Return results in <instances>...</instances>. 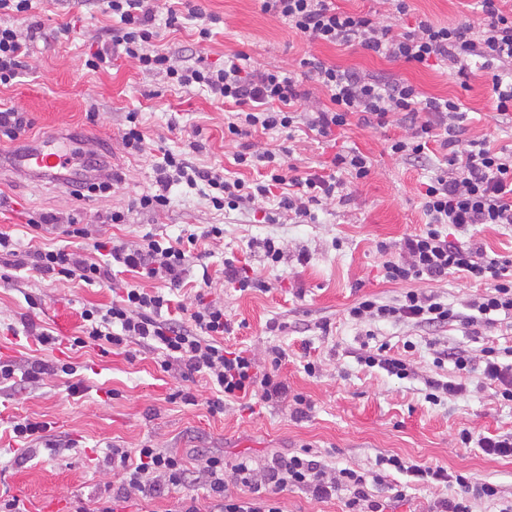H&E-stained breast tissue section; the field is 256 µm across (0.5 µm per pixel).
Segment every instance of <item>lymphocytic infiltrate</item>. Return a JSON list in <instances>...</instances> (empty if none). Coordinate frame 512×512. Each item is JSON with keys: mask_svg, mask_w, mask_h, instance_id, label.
<instances>
[{"mask_svg": "<svg viewBox=\"0 0 512 512\" xmlns=\"http://www.w3.org/2000/svg\"><path fill=\"white\" fill-rule=\"evenodd\" d=\"M39 3L0 0V85H10L20 77L24 60L38 40L70 37V27L47 32L31 22V12ZM477 5L483 16L480 28L468 22L438 24L421 19L409 30L397 33L372 15L340 10L332 0H261L263 12L284 19L290 28L315 43L357 44L405 63L436 61L461 76L470 62H479L499 118L512 123V11H504L500 0H477ZM108 7L118 24L109 39L91 52L87 67L97 71L122 58L143 71L166 73L179 88L205 90L214 100L234 104L227 121V131L233 136H248L258 129L292 131L302 123L320 137L329 138L355 119L377 128L398 120L407 124L408 132L389 140L391 154L423 167L429 164L432 149L444 151L445 170L423 184L425 224L395 242L393 257L384 265L387 280L410 283V290L392 303L362 299L348 309L350 320L408 322L438 329L453 322L491 326L499 315L512 318V278L507 275L512 260L487 257L481 248L462 238L463 232L476 224L512 227V152L493 149L485 137L463 138L467 115L459 101L425 97L408 82L367 77L311 56L301 59L300 65L315 76L330 104L301 113L297 105L309 98V91L288 73L249 68L245 53L225 56L219 67L201 56L187 65L173 64L169 50L157 43L159 27L174 29L183 21L194 22L197 39L203 43L210 39L211 26L216 22L215 16L203 12L193 0H176L162 15L150 0H108ZM200 149L199 141L193 140L187 150L164 151L162 163L154 168L153 190L137 198L135 208L163 210L170 203L173 186L183 183L193 188L201 183L215 209L270 201L274 208L267 213V220L285 213L301 223L310 217L312 206L343 198L348 180H362L371 173L366 156L353 149L335 153L330 173L305 175L291 163L290 149H265L235 157L238 165L260 170V178L250 182L198 166L189 154ZM28 224L36 231L46 225L62 226L69 238L92 240L100 255L95 261L77 249H36L30 251L29 258L32 270L39 275L101 284L111 280L112 267L119 264L140 278L139 284L115 287L108 308L83 311L84 335L74 338V346H82L88 338L105 342L119 354L132 343L158 351L163 357V371L175 367L181 378L199 376L214 388L215 394L207 402L213 415L223 413L229 401L254 396L268 402L288 394L287 384L276 371L281 357H274L272 369L262 370L249 350L225 346L224 335L230 325L224 318L223 303L201 292L196 310L189 313L183 305L175 304L169 293L182 280L189 247L202 238L221 237L220 227L173 243L148 232L137 243L116 245L111 238L93 236L87 225L70 217L41 213L30 217ZM451 275L483 287L465 310L416 288L419 282H439ZM435 362L452 363L457 375L446 381H428V402L437 404L442 397L465 393L463 377L477 365L482 368L484 387L497 399L512 402V346H486L475 352L451 347L440 351ZM108 457L122 476V490L101 501L95 512H122L132 498L148 500L170 487L185 491L178 512H200L197 497L188 492L194 485L206 488L213 501L211 512H283L279 495L292 488L304 490L317 500L345 493L346 512H385L384 501L368 491L367 474L349 467H329L306 447L274 457L261 467L245 458L229 471L220 454L209 455L192 467L177 452L150 445H113ZM377 464L405 476L411 484L458 486L460 497L440 499L438 512H471V500L496 501L501 497L497 484L448 471L441 465H419L396 455L379 457Z\"/></svg>", "mask_w": 512, "mask_h": 512, "instance_id": "lymphocytic-infiltrate-1", "label": "lymphocytic infiltrate"}]
</instances>
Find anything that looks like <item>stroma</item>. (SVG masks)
<instances>
[{
  "label": "stroma",
  "instance_id": "35a3bbf8",
  "mask_svg": "<svg viewBox=\"0 0 512 512\" xmlns=\"http://www.w3.org/2000/svg\"><path fill=\"white\" fill-rule=\"evenodd\" d=\"M221 23L211 41L201 47L210 63L225 55L245 52L254 66L279 69L298 76L303 89L314 90L299 61L312 55L326 64L363 75L393 76L413 84L428 97L459 100L470 115L465 138L490 136L494 149L512 152V127L498 124L485 71L471 63L466 77L451 74L441 65L392 61L361 46L313 43L289 28L286 21L261 9L259 0H195ZM341 10L373 15L392 22L394 31L426 18L442 24L479 22L476 0H410L408 15L389 20L382 0H333ZM45 29L71 26L69 41L38 42L20 82L0 86V102L27 112L32 127L20 141L0 140V231L9 233L17 253L0 256V362L27 368L34 361H67L78 368L83 381L71 393L65 374L44 376L39 384L19 377L0 386V497L18 499L22 512H50L60 501L69 512L75 501L94 507L104 491L119 488L120 476L106 460V448L115 444L138 448L145 444L169 448L195 459L223 455L226 465L251 458L260 465L275 455L309 447L328 465L363 472L376 469L382 455H399L420 464L440 463L449 471L496 483L502 498L512 500V458L461 447L458 434L469 429L481 434H512V402L496 400L482 388L479 372H472L464 394L431 404L424 398L426 382L452 375V364L436 366L439 350L457 346L477 350L484 343L512 346V319L493 327L432 332L410 323H355L345 310L366 296L393 301L406 291L403 283L383 276L387 255L381 243L400 240L425 222L421 210L422 182L433 167H414L389 153L391 138L405 135L395 122L387 128L351 124L329 141L304 132L295 136L257 132L245 138L224 133L229 108L205 91H186L172 85L165 73L141 71L134 63L118 60L111 70L93 72L86 59L91 45L113 26L107 0H43L34 12ZM137 111L150 144L183 149L190 130L200 132L198 165L232 168L236 153L245 147H290L291 163L304 171H320L339 148L353 147L367 156L370 175L349 184L345 201H329L312 209L313 218L298 223L281 218L274 224L246 208L215 210L202 194L173 188L164 210H132L136 197L154 183V156L123 153L121 135L126 114ZM96 120H88V113ZM177 117L182 129L168 128ZM57 135L70 167H82L89 152L101 151L111 166L126 174L125 182L108 194L83 191L16 168L12 155L20 144ZM130 209L126 224H106L102 216L112 209ZM53 212L74 215L114 243H136L148 232L174 239L200 232L211 224L224 227L223 237L199 241L198 255L190 259L179 298L186 308L196 305L202 274H210V299L223 302L233 325L225 345L244 347L260 367H269L273 349L286 351L279 374L289 397L254 402L245 408L230 402L223 413L210 414L206 401L211 391L204 379H180L164 372L157 352L131 345L129 355L102 354L97 343L73 349L81 336L83 308L105 306L112 300L108 287L79 280L55 281L24 268L31 248L60 240L56 231L33 235L27 225L32 214ZM272 238L285 258L268 269L255 239ZM251 265L265 277L268 290L239 291L225 282V259ZM279 330H272V323ZM48 330L61 343L52 350L38 349L36 332ZM389 342L401 353L412 373L400 379L366 367L358 357L367 338ZM314 360L315 376L303 365ZM195 397L188 405L175 391ZM311 404L303 418L293 415L294 394ZM27 417L47 423L46 442L22 449L10 436V423ZM57 448H50V441ZM393 477L369 483L372 495L385 500L386 512H433L443 497H455L458 487H419L395 500Z\"/></svg>",
  "mask_w": 512,
  "mask_h": 512
}]
</instances>
